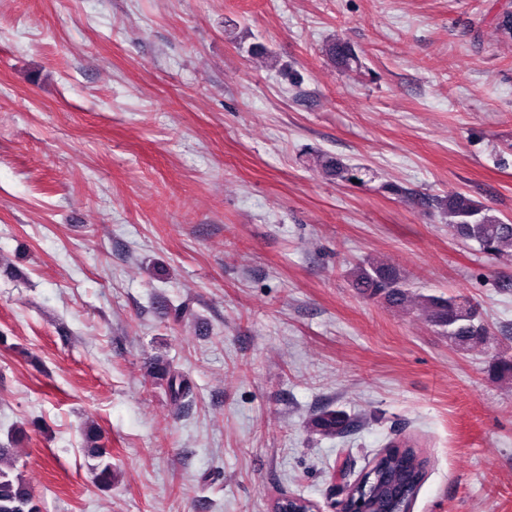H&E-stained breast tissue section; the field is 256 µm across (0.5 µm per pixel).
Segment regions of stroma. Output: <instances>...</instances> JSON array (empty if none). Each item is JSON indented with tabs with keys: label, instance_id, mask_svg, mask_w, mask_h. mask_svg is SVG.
<instances>
[{
	"label": "stroma",
	"instance_id": "35a3bbf8",
	"mask_svg": "<svg viewBox=\"0 0 512 512\" xmlns=\"http://www.w3.org/2000/svg\"><path fill=\"white\" fill-rule=\"evenodd\" d=\"M500 3L0 0V442L26 426L44 512H334L340 461L359 477L396 440L428 462L412 512H512V380L489 371L512 350V260L436 206L461 192L512 221ZM337 37L357 66L326 56ZM321 153L373 174L338 182ZM372 258L470 299L496 346L362 298ZM157 354L188 406L148 382ZM326 408L342 436L311 431ZM147 375L155 381L165 382L172 405L179 409L183 401L194 393L192 382L168 360L161 357L151 359ZM103 436L96 426H89L82 433V453L88 463V469L95 484L101 488H112L116 479L115 470L112 467L111 453L106 448Z\"/></svg>",
	"mask_w": 512,
	"mask_h": 512
}]
</instances>
